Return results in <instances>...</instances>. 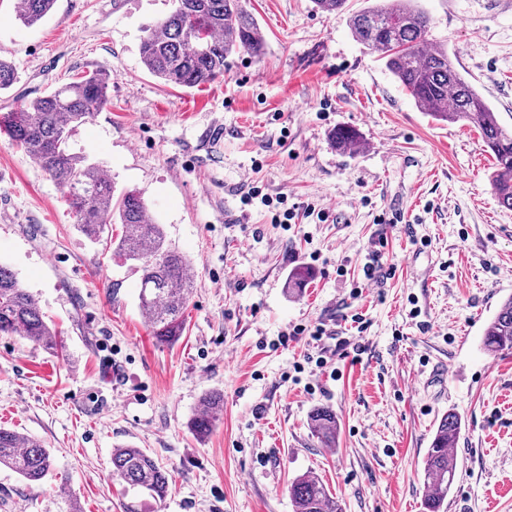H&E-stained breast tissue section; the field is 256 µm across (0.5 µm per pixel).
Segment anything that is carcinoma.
<instances>
[{
  "mask_svg": "<svg viewBox=\"0 0 512 512\" xmlns=\"http://www.w3.org/2000/svg\"><path fill=\"white\" fill-rule=\"evenodd\" d=\"M56 0H19L16 16L32 25L45 17ZM428 14L415 0H378L350 16L355 39L380 53L387 69L409 92L417 107L439 121L475 123L495 165L491 176L500 206L512 209V130L500 125L490 105L466 81L448 48L428 47ZM265 38L241 0H174L173 11L147 30L140 43L147 71L174 85L193 88L224 75L227 58L246 52L265 53ZM108 102L107 79L90 74L32 101L0 119V129L23 148L63 189L79 229L97 240L116 220L122 235L115 251L141 273L139 307L156 340L172 344L186 330L184 310L191 281L188 259L166 239L160 224L150 221L147 205L135 190L114 198V187L99 166L70 152L73 128L86 122ZM337 149L353 154L360 146L352 128L334 133ZM0 334L21 336L48 349L56 345L55 331L44 320L34 296L16 275L0 266ZM486 353L512 351V297L500 305L483 338ZM224 413V394L210 392L202 409L189 421L190 431L206 437ZM310 425L320 442L336 443V415L325 407L312 410ZM462 430L459 415H443L423 460L425 509L442 512L457 474L452 448ZM112 474L132 488L157 498L166 496L169 474L140 448L112 451ZM0 466L28 483L44 480L52 467L51 454L37 440L0 427ZM288 493L295 512H342L323 481L314 473L295 478Z\"/></svg>",
  "mask_w": 512,
  "mask_h": 512,
  "instance_id": "cac0c4a2",
  "label": "carcinoma"
}]
</instances>
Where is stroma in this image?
Segmentation results:
<instances>
[{"mask_svg": "<svg viewBox=\"0 0 512 512\" xmlns=\"http://www.w3.org/2000/svg\"><path fill=\"white\" fill-rule=\"evenodd\" d=\"M14 2L0 0V60L17 73L0 115L105 76L108 103L74 128L71 150L116 192L141 193L189 260L192 288L184 335L156 343L139 275L111 243L121 225L87 238L57 182L0 134V266L60 341L52 352L0 335V426L54 461L32 485L0 467V512H294L288 486L310 471L343 512H425L423 459L451 411L463 422L452 512H512V353L482 348L512 296V210L491 191L478 127L434 120L352 36L349 17L369 0L338 14L314 0H242L263 59L235 54L194 88L163 83L139 54L172 0H57L32 26ZM419 4L430 43L511 128L512 0ZM339 127L359 133L355 154L337 151ZM255 185L263 199L242 204ZM272 200L295 217L271 223ZM378 247L392 274L369 281ZM299 267L313 277L295 291ZM356 313L368 325L357 338ZM298 324L326 334L280 344ZM211 391L224 414L200 440L188 422ZM318 406L336 415L334 447L310 427ZM122 446L169 472L164 499L113 477Z\"/></svg>", "mask_w": 512, "mask_h": 512, "instance_id": "1", "label": "stroma"}]
</instances>
